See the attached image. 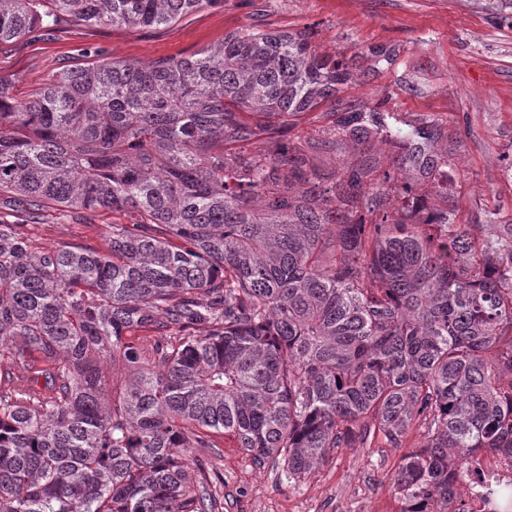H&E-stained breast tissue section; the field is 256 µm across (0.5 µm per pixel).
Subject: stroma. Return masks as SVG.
Instances as JSON below:
<instances>
[{"label": "stroma", "instance_id": "1", "mask_svg": "<svg viewBox=\"0 0 512 512\" xmlns=\"http://www.w3.org/2000/svg\"><path fill=\"white\" fill-rule=\"evenodd\" d=\"M306 26L325 53L391 48L392 62L374 79L346 88V97L388 98L404 128L426 116L442 120L461 142L456 191L463 216L496 209L512 217V13L488 11L484 0H224L157 28L72 22L1 44L0 82L20 103L53 72L99 55L140 63L190 57L233 31ZM0 220L24 225L43 248L103 251L110 225L129 218L51 207L35 222L21 209L0 212ZM420 440L413 430L401 449H331L315 474L296 485L281 479L274 464L255 465L229 435L215 434L214 447L191 448L186 456L192 463L210 460L223 475L217 512H400L395 475L405 448Z\"/></svg>", "mask_w": 512, "mask_h": 512}]
</instances>
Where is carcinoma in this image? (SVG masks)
Wrapping results in <instances>:
<instances>
[{
  "label": "carcinoma",
  "instance_id": "cac0c4a2",
  "mask_svg": "<svg viewBox=\"0 0 512 512\" xmlns=\"http://www.w3.org/2000/svg\"><path fill=\"white\" fill-rule=\"evenodd\" d=\"M218 2L0 0V44ZM314 37L100 57L21 105L0 87V207L132 218L105 252L0 222V512H215L184 463L215 433L299 484L418 429L401 512H469L476 454L512 455V220L461 222L443 122L343 96L371 71ZM324 107L331 137L299 140ZM337 149L357 161L327 174ZM485 502L512 512L507 488Z\"/></svg>",
  "mask_w": 512,
  "mask_h": 512
}]
</instances>
